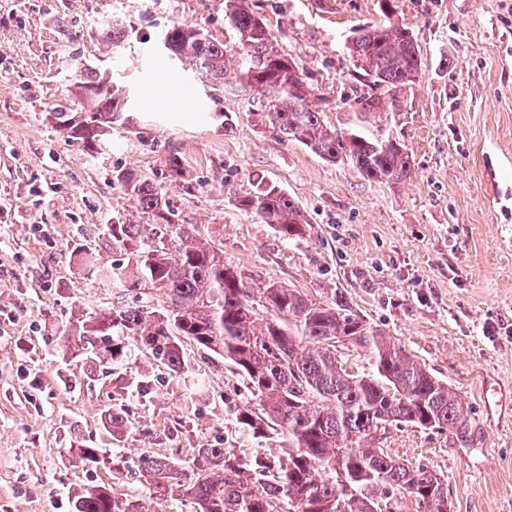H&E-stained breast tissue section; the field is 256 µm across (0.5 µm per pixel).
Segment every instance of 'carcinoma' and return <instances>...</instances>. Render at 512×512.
<instances>
[{
	"label": "carcinoma",
	"instance_id": "obj_1",
	"mask_svg": "<svg viewBox=\"0 0 512 512\" xmlns=\"http://www.w3.org/2000/svg\"><path fill=\"white\" fill-rule=\"evenodd\" d=\"M225 9L237 48L174 23L167 28L174 60L214 89L231 80L245 89H276L270 123L325 161L344 156L376 183L409 177L404 148L362 134L345 141L328 128L322 113L307 104L313 88L305 73L278 50L268 24L237 0H226ZM101 34L116 46L126 30L109 16ZM350 53L370 89L357 100L365 112L376 109L374 91L397 90L421 74L416 38L402 25L368 26ZM73 86L79 108L66 107L53 117L69 138L82 140L93 153L123 101L110 80L93 71L80 72ZM116 180L136 196L143 212L164 218L162 198L147 177L127 170ZM236 204L275 225L286 240L305 235L300 207L273 185L240 196ZM140 265L146 279L163 290L166 314L156 316L139 305L103 311L85 330L89 344H102L117 363L125 346L113 337L128 331L178 373L187 367L183 341L194 343L200 352L235 366L259 399L260 411L238 408L236 421L256 435L279 428L288 445L283 456L254 455L247 461L224 448H198L187 479L171 458L146 451L138 476L156 495L186 496L195 512H281L285 502L295 512H378L379 500L398 491L414 498L421 512H448L444 478L398 461L378 443L402 424L462 434L464 407L448 384L366 322L343 295L317 301L275 284L255 289L224 265L218 251L193 242L173 253L148 249ZM258 304L271 315L261 330L255 326ZM338 341L366 351L372 371L348 372L336 356ZM72 507L73 512H141L138 500L117 497L103 486L76 493Z\"/></svg>",
	"mask_w": 512,
	"mask_h": 512
}]
</instances>
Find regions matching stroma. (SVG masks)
Here are the masks:
<instances>
[{"instance_id":"stroma-1","label":"stroma","mask_w":512,"mask_h":512,"mask_svg":"<svg viewBox=\"0 0 512 512\" xmlns=\"http://www.w3.org/2000/svg\"><path fill=\"white\" fill-rule=\"evenodd\" d=\"M393 3L422 73L394 106L364 112L350 47L381 20L379 0H243L306 71L308 103L329 126L405 148L409 177L378 184L283 138L260 114L274 89L205 87L161 49L175 22L235 46L225 0H0V512H71L75 492L96 484L143 512H194L127 463L150 450L185 471L197 448L281 447L278 433L237 423L235 409L257 406L246 379L194 343L180 373L130 335L118 363L80 346L103 310L164 308L137 256L185 238L220 250L253 287L345 296L448 383L469 418L462 435L392 428L383 448L444 476L450 512H512V210L492 190L512 189V0ZM107 16L128 32L120 46L101 38ZM86 65L124 100L94 155L50 117ZM119 169L150 178L167 226L115 180ZM268 184L298 202L305 236L282 239L237 208L238 195ZM116 224L140 234L115 239ZM115 407L128 421L117 439L104 426ZM81 448L98 449L101 464L80 462Z\"/></svg>"}]
</instances>
